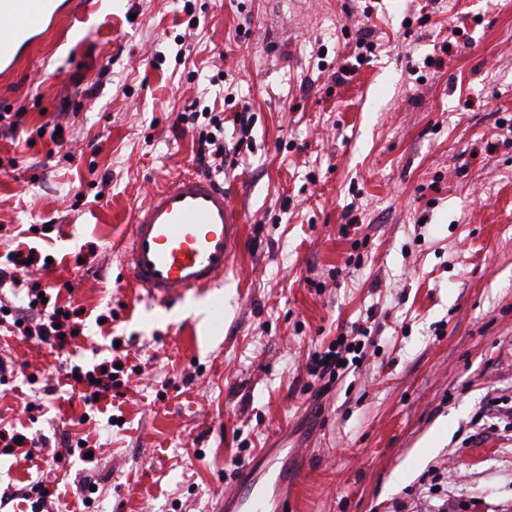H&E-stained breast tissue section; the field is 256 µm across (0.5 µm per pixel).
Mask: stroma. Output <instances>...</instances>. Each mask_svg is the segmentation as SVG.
<instances>
[{"label": "stroma", "instance_id": "35a3bbf8", "mask_svg": "<svg viewBox=\"0 0 512 512\" xmlns=\"http://www.w3.org/2000/svg\"><path fill=\"white\" fill-rule=\"evenodd\" d=\"M4 111L0 266L38 262L0 286V429L39 445H0V512L41 486L50 512H217L268 448L291 512H512V0H101ZM214 114L240 238L217 292L159 304L113 244ZM34 282L83 310L64 349L13 325L48 315ZM362 320L361 370L313 397L310 356ZM116 359L86 408L72 368Z\"/></svg>", "mask_w": 512, "mask_h": 512}]
</instances>
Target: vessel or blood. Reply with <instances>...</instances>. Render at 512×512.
<instances>
[{
    "instance_id": "vessel-or-blood-1",
    "label": "vessel or blood",
    "mask_w": 512,
    "mask_h": 512,
    "mask_svg": "<svg viewBox=\"0 0 512 512\" xmlns=\"http://www.w3.org/2000/svg\"><path fill=\"white\" fill-rule=\"evenodd\" d=\"M66 0H0V77L11 78L25 50L65 10ZM239 220L223 187L184 174L137 206L125 264L136 288L154 301L217 287L232 253ZM282 482L271 469L242 472L224 495L225 512H288L287 497H270Z\"/></svg>"
}]
</instances>
